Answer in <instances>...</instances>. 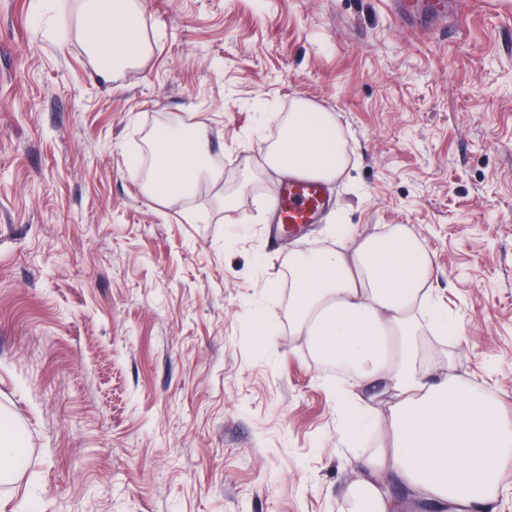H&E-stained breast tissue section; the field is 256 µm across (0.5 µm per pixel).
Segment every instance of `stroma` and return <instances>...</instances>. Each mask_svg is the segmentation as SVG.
Segmentation results:
<instances>
[{
    "mask_svg": "<svg viewBox=\"0 0 512 512\" xmlns=\"http://www.w3.org/2000/svg\"><path fill=\"white\" fill-rule=\"evenodd\" d=\"M140 6L149 54L105 81L79 0H0V512H350L342 372L288 303L289 254L342 225L412 230L459 328L423 344L512 424V0H462L454 34L386 0ZM300 100L348 167L271 240L264 155ZM198 122L216 178L149 196L147 133Z\"/></svg>",
    "mask_w": 512,
    "mask_h": 512,
    "instance_id": "stroma-1",
    "label": "stroma"
}]
</instances>
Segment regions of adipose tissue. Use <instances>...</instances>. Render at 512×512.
<instances>
[{"instance_id": "adipose-tissue-1", "label": "adipose tissue", "mask_w": 512, "mask_h": 512, "mask_svg": "<svg viewBox=\"0 0 512 512\" xmlns=\"http://www.w3.org/2000/svg\"><path fill=\"white\" fill-rule=\"evenodd\" d=\"M81 20L98 74L111 79L140 62L149 47L137 0H81ZM268 162L286 174L331 182L345 171V143L334 113L298 102ZM146 191L177 198L201 175L208 148L202 130L173 138L160 128ZM292 333L322 362L349 367L341 390L343 432L378 430L376 448L360 454L361 478L349 489L355 512H402L418 496L449 512H494L495 493L512 458V427L494 402L451 373L420 336L430 324L456 336L447 308L429 286L432 257L404 225L352 249L294 253L288 262Z\"/></svg>"}]
</instances>
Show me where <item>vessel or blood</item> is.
Here are the masks:
<instances>
[{
  "mask_svg": "<svg viewBox=\"0 0 512 512\" xmlns=\"http://www.w3.org/2000/svg\"><path fill=\"white\" fill-rule=\"evenodd\" d=\"M390 3L397 22L410 26L447 21L454 10L452 0H390ZM273 203L280 230L315 224L328 208V187L313 176H293L279 185Z\"/></svg>",
  "mask_w": 512,
  "mask_h": 512,
  "instance_id": "1",
  "label": "vessel or blood"
}]
</instances>
